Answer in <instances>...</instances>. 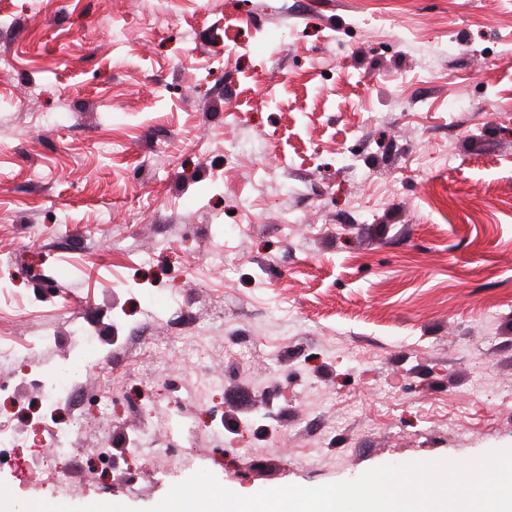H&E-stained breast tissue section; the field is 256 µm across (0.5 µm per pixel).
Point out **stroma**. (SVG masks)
I'll list each match as a JSON object with an SVG mask.
<instances>
[{"label":"stroma","instance_id":"1","mask_svg":"<svg viewBox=\"0 0 512 512\" xmlns=\"http://www.w3.org/2000/svg\"><path fill=\"white\" fill-rule=\"evenodd\" d=\"M0 52L18 500L147 512L201 469L252 496L512 447V0H0ZM67 359L64 460L37 381Z\"/></svg>","mask_w":512,"mask_h":512}]
</instances>
